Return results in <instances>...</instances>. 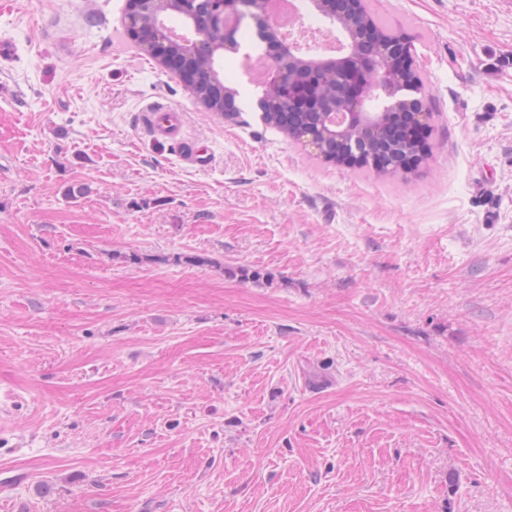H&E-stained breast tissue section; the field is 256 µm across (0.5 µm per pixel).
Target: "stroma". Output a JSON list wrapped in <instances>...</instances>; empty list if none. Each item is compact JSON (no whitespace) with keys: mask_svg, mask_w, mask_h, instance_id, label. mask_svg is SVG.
<instances>
[{"mask_svg":"<svg viewBox=\"0 0 512 512\" xmlns=\"http://www.w3.org/2000/svg\"><path fill=\"white\" fill-rule=\"evenodd\" d=\"M128 2L0 0V512H512V7L371 0L433 112L376 178L261 119L244 31L224 115ZM149 136L168 144L181 161L192 168H207L213 163L209 145L187 136L185 114L178 108L160 104L151 108L144 117Z\"/></svg>","mask_w":512,"mask_h":512,"instance_id":"stroma-1","label":"stroma"}]
</instances>
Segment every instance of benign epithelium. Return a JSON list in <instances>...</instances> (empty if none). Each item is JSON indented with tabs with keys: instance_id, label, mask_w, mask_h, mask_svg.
<instances>
[{
	"instance_id": "1",
	"label": "benign epithelium",
	"mask_w": 512,
	"mask_h": 512,
	"mask_svg": "<svg viewBox=\"0 0 512 512\" xmlns=\"http://www.w3.org/2000/svg\"><path fill=\"white\" fill-rule=\"evenodd\" d=\"M268 0H212L210 12L201 19L189 18V36L175 44L176 51L186 58L192 57L200 40L208 31L219 29L224 38L211 44L210 52L217 60L226 51H235L234 28L248 12L257 20L270 41L266 58L269 79L262 86L258 100L261 112H267L268 91L274 88L280 96V108L304 104L308 98L306 86L296 81V71H307L319 67L335 69L342 65L349 73L351 84L336 93L322 108L323 120L319 127L311 130L305 142L314 149L326 140L340 142L346 130L357 125L367 136L382 131L386 116L393 112L412 114L415 120L426 116V109L417 107L408 98V92L417 86V63L409 52V41L399 31H382L366 12L364 0H302V6L310 7L328 24L327 30L335 37V54L310 57L299 45L282 37L267 14ZM143 13L154 21L152 29L156 37L165 31L164 16L174 12L184 13L185 0H138ZM402 70L406 80L395 82V72ZM383 100L382 112H369L365 104L368 99Z\"/></svg>"
}]
</instances>
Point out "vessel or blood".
<instances>
[{"label": "vessel or blood", "mask_w": 512, "mask_h": 512, "mask_svg": "<svg viewBox=\"0 0 512 512\" xmlns=\"http://www.w3.org/2000/svg\"><path fill=\"white\" fill-rule=\"evenodd\" d=\"M144 125L152 139L171 146L187 166L201 169L212 165L211 147L187 136L185 115L180 109L164 104L154 106L146 113Z\"/></svg>", "instance_id": "vessel-or-blood-1"}]
</instances>
